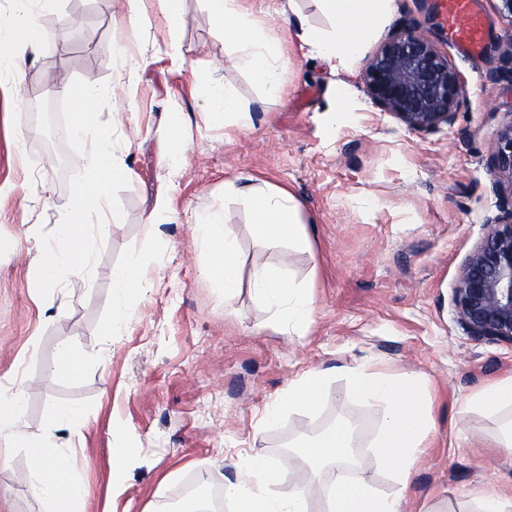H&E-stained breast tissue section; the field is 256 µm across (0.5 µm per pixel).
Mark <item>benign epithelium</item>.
<instances>
[{"label":"benign epithelium","mask_w":512,"mask_h":512,"mask_svg":"<svg viewBox=\"0 0 512 512\" xmlns=\"http://www.w3.org/2000/svg\"><path fill=\"white\" fill-rule=\"evenodd\" d=\"M364 83L370 98L409 129L431 131L453 122L465 96L457 71L414 27L388 38L373 55ZM489 164L497 175L501 215L486 225L467 256L452 301L474 339L512 346V121L499 129Z\"/></svg>","instance_id":"benign-epithelium-1"}]
</instances>
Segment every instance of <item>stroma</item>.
I'll list each match as a JSON object with an SVG mask.
<instances>
[{
    "instance_id": "1",
    "label": "stroma",
    "mask_w": 512,
    "mask_h": 512,
    "mask_svg": "<svg viewBox=\"0 0 512 512\" xmlns=\"http://www.w3.org/2000/svg\"><path fill=\"white\" fill-rule=\"evenodd\" d=\"M282 2L243 0L288 61L275 97L247 64L225 66L205 0H184L174 33L150 0L136 15L128 0H41L42 48L17 47L20 69L0 73V390L23 381L26 430L50 435L85 488V512H177L186 486L223 492L239 458L277 461L339 420L356 424L351 476L394 492L369 449L381 419L348 396L339 372L355 363L420 373L430 384L431 446L401 512H473L476 490L512 484V450L490 445L501 417L467 403L512 373V347L469 336L452 304L466 257L500 213L488 157L496 131L512 120V14L501 0H475L485 41L470 58L449 45L433 0H395L389 23L349 71L335 73L292 37L296 16L325 30L332 20L315 0H295L291 13L280 12ZM408 25L435 42L466 89L453 123L431 132L382 111L364 85L379 44ZM174 43L180 68L169 56ZM138 53L131 98L98 100L97 125L83 141L50 149L32 134L31 101L63 85L112 86L125 57ZM207 83L229 89L246 119L227 126L209 116L196 92ZM343 84L347 111L331 127L326 108ZM175 122L187 146L172 167ZM103 133L133 176L110 185V230L93 244L95 274L33 283L27 269L53 241L82 175L80 157ZM238 177L287 188L301 205L308 246L283 254L257 244L247 209L224 191ZM215 209L239 244L244 274L284 258L307 284L316 305L309 327L274 329L272 311L246 286L225 310L223 289L203 273L210 251L194 222ZM155 211L160 222L148 226ZM133 259L145 264L149 285L132 299L121 335L105 336L117 305L112 270ZM65 347L82 355L80 375L56 370ZM312 369L329 374L319 407L257 429L266 407ZM64 404L81 410L80 425L46 433ZM123 445L134 452L116 488L112 450ZM30 467L18 445L0 463L10 512L46 510L27 486Z\"/></svg>"
}]
</instances>
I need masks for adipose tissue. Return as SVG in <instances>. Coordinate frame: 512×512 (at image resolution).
<instances>
[{
	"mask_svg": "<svg viewBox=\"0 0 512 512\" xmlns=\"http://www.w3.org/2000/svg\"><path fill=\"white\" fill-rule=\"evenodd\" d=\"M35 0H13L9 14H0V70H18V44H41L43 33L31 20ZM394 0H317L319 9L332 18V30L325 31L299 23L296 36L301 48L317 53L329 68H349L366 43L386 25ZM215 30L224 38L228 62L245 61L254 78L269 95L281 89L283 60L272 47L270 37L246 13L240 0H207ZM124 80L113 87L93 83L58 88L59 96L74 105V117L68 126L70 139L79 140L94 123L92 107L110 95L112 89H125ZM83 175L72 191V200L54 245L44 249L29 269L30 280L52 283L60 274L86 272L91 262L92 234H106L108 225H93L92 218L101 208L112 181L131 177L132 171L116 154L110 135L100 136L94 148L82 157ZM225 190L234 194L249 210L253 237L271 246L288 241H308L299 204L282 187L242 185L228 182ZM203 235L213 249L212 260L204 273L224 290L225 303H232L241 288V262L236 241L224 227L222 211L200 216ZM253 297L264 307L276 310L281 325L301 327L311 322L315 310L312 295L290 280L282 268L255 269L249 281ZM350 393L375 408L382 427L371 444L380 467L399 486L405 485L419 463L434 428L428 384L418 374L388 375L359 364L346 368ZM327 371L313 369L292 381L287 390L265 411L262 422L271 424L292 409H317ZM24 391L15 389L0 396V437L27 448L31 459L30 487L44 500L48 512H80L84 490L63 461L49 437L29 436L24 431ZM355 426L349 422L335 427L302 444L300 452L314 475L335 469L336 480L327 489H319L312 480L292 486L288 495H272L271 488L281 483L292 468V457L270 462L255 455L237 467L236 479L224 487V497L235 505V512H310L315 494H324L327 512H399L400 494H387L372 482L350 480L343 463L353 457Z\"/></svg>",
	"mask_w": 512,
	"mask_h": 512,
	"instance_id": "ef3b65f1",
	"label": "adipose tissue"
}]
</instances>
